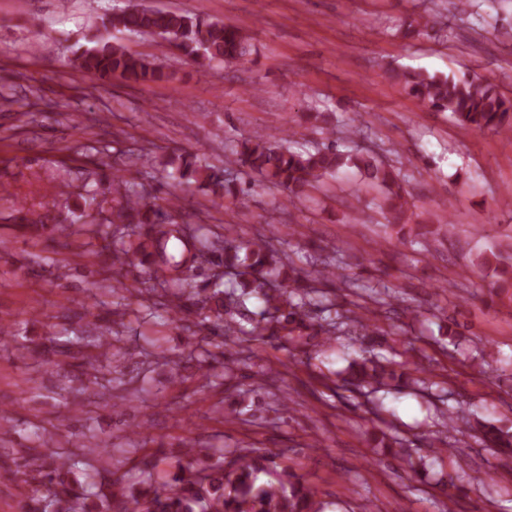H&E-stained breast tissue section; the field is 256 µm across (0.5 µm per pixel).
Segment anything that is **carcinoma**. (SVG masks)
Returning a JSON list of instances; mask_svg holds the SVG:
<instances>
[{"label":"carcinoma","instance_id":"1","mask_svg":"<svg viewBox=\"0 0 512 512\" xmlns=\"http://www.w3.org/2000/svg\"><path fill=\"white\" fill-rule=\"evenodd\" d=\"M115 32L157 36L201 67L237 62L248 53L241 30L234 25L202 14L141 4L99 16L95 34L88 44L72 51L70 64L102 81L116 75L134 82L167 77L162 65L131 52L113 36ZM388 76L430 109L448 113L460 128L497 134L512 131V98L477 77L438 76L413 69H391ZM272 139L271 135L256 132L233 141L222 167L203 154L174 155L163 169L168 192L162 205L148 200L144 183L115 171L101 174L95 189L87 183L81 187L77 196L84 200V206L70 211L69 223L63 226L44 223L41 213L14 197L3 183L0 201L9 204L22 228L39 237L62 235L74 224L90 227L97 240L95 254L113 275L125 277L129 268L140 266L147 268L149 278L160 282V290H142L137 278L125 287L145 296L142 308L178 311L177 322L194 336L205 332L232 340L245 335L261 342L275 336L295 347L308 345L316 336L327 342L336 333V318L328 316L318 321L312 313L317 309L331 311L336 306V294L329 287L339 282L350 288L351 278L327 260L319 269L298 271L290 267L287 254L264 238H244L229 224L220 233L206 224L183 219L179 202L184 185L195 183L244 205L250 190L231 177V165L261 175L293 198L309 195L325 178L353 167L382 191L387 223L403 226L407 192L401 169L369 149L342 150L338 139L331 136L313 142L304 151H295L286 143L275 147ZM100 196L113 198L115 205L102 206L97 202ZM130 227L143 228L145 233L128 240ZM207 255L218 259L216 270L209 274L202 272ZM476 261L482 267H493L501 290L512 289V256L481 252ZM392 298L394 295L386 289H373L368 300L355 304L346 320L365 337L384 336L388 331L374 319ZM251 299L260 303L258 310L248 309L247 301ZM115 324V320L94 322L83 333L95 337V347L104 349L112 344V337L120 335ZM421 372L419 364L396 361L371 346L361 349L360 357L349 364L345 376L334 385L363 396L394 382L415 385ZM439 419L441 427L454 429L463 424L481 431L496 447H512L511 439L469 410L441 411ZM187 454L192 461L182 475L171 482L152 483L145 492L114 481L106 485L92 483L80 493L73 491L68 479L82 463L73 452L48 459L31 454L16 468L0 470V478H36L39 486L32 490L22 512H325L317 489L291 470H282L273 481H260V475L268 473L273 463L260 448H239L219 456L211 448H190Z\"/></svg>","mask_w":512,"mask_h":512}]
</instances>
